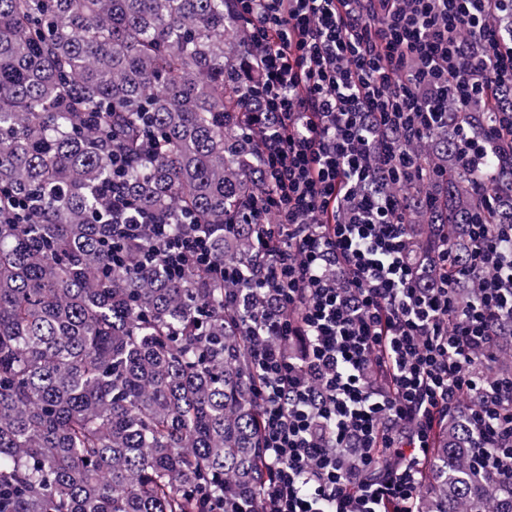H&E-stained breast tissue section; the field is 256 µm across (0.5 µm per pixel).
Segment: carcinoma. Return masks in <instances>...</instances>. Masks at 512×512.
Instances as JSON below:
<instances>
[{
  "mask_svg": "<svg viewBox=\"0 0 512 512\" xmlns=\"http://www.w3.org/2000/svg\"><path fill=\"white\" fill-rule=\"evenodd\" d=\"M245 33L227 0H0V195L27 206L0 222V512H208L265 488L244 283L142 265L100 195L122 155L129 216L204 224L215 260L254 271L248 224L224 229L263 188ZM409 147L439 173L412 201L418 252L434 224H512V176L487 206L448 131ZM436 433L421 512H512L458 415Z\"/></svg>",
  "mask_w": 512,
  "mask_h": 512,
  "instance_id": "obj_1",
  "label": "carcinoma"
}]
</instances>
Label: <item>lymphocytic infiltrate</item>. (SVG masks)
Returning a JSON list of instances; mask_svg holds the SVG:
<instances>
[{
    "label": "lymphocytic infiltrate",
    "mask_w": 512,
    "mask_h": 512,
    "mask_svg": "<svg viewBox=\"0 0 512 512\" xmlns=\"http://www.w3.org/2000/svg\"><path fill=\"white\" fill-rule=\"evenodd\" d=\"M512 0H232L248 25L259 74L247 96L265 184L241 215L259 253L252 279L268 306L246 329L262 408L269 484L259 503L219 498L209 512H419L435 428L450 409L494 423L477 451L512 471V376L491 384L496 328L512 324V225L472 224L464 255L438 228L434 260L448 273L421 284L406 244L409 200L386 189L418 177L403 138L448 129L478 191L512 163V111L487 107L512 89V32L491 12ZM482 109L456 121L449 101ZM112 197L113 232L143 233L179 277L216 276L203 235L128 224ZM491 269L475 301L464 279ZM386 449L378 478L367 473Z\"/></svg>",
    "instance_id": "obj_1"
}]
</instances>
